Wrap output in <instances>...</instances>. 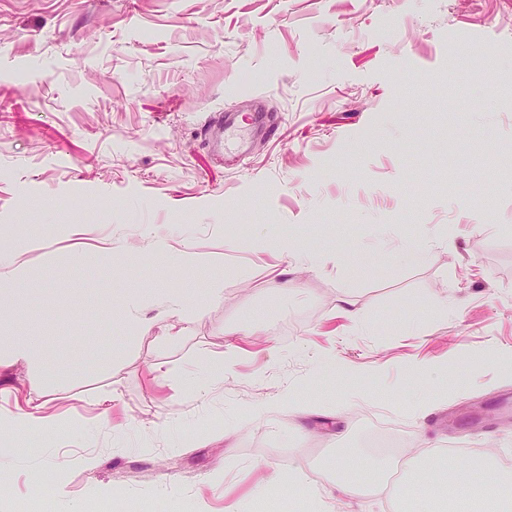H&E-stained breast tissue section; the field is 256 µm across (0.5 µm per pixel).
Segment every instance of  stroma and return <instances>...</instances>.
Masks as SVG:
<instances>
[{"instance_id":"stroma-1","label":"stroma","mask_w":512,"mask_h":512,"mask_svg":"<svg viewBox=\"0 0 512 512\" xmlns=\"http://www.w3.org/2000/svg\"><path fill=\"white\" fill-rule=\"evenodd\" d=\"M259 100L273 128L244 131L245 157L204 139L211 113ZM0 249V282L27 280L0 296V336L45 359L1 364L0 389L61 417L0 430V512H32L48 468L58 512L413 506L406 484L397 504L307 493L371 414L420 462L474 432L495 481L512 470V0H0Z\"/></svg>"}]
</instances>
